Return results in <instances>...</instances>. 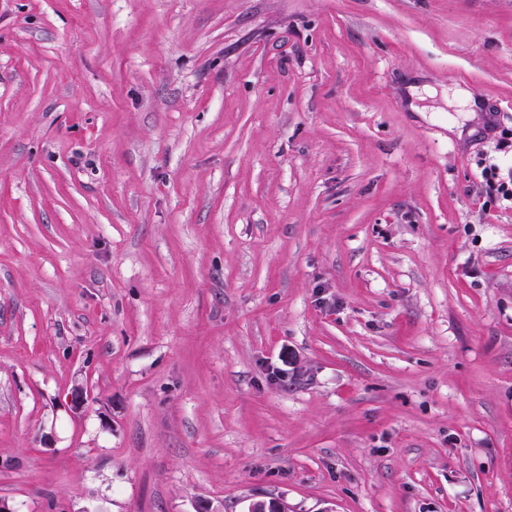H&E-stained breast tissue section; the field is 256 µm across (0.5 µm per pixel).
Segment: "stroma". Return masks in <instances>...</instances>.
Wrapping results in <instances>:
<instances>
[{"label": "stroma", "instance_id": "stroma-1", "mask_svg": "<svg viewBox=\"0 0 512 512\" xmlns=\"http://www.w3.org/2000/svg\"><path fill=\"white\" fill-rule=\"evenodd\" d=\"M491 163L512 0H0V498L512 512Z\"/></svg>", "mask_w": 512, "mask_h": 512}]
</instances>
